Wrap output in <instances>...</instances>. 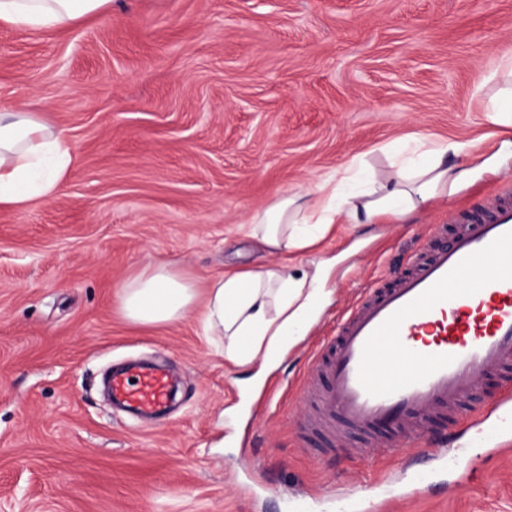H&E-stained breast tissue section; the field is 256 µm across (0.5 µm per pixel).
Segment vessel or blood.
<instances>
[{
  "label": "vessel or blood",
  "mask_w": 512,
  "mask_h": 512,
  "mask_svg": "<svg viewBox=\"0 0 512 512\" xmlns=\"http://www.w3.org/2000/svg\"><path fill=\"white\" fill-rule=\"evenodd\" d=\"M452 221L449 245L369 288L313 352L312 372L295 393L305 407L301 433L339 440L342 425L392 422L393 437L374 448H404L439 415L462 416L492 371L503 384L490 414L512 408V188ZM111 387L113 405L136 416L160 414L171 401L172 384L154 366L130 364Z\"/></svg>",
  "instance_id": "vessel-or-blood-1"
}]
</instances>
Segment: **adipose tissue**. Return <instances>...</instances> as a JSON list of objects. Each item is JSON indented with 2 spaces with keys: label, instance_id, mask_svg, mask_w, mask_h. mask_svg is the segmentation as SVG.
<instances>
[{
  "label": "adipose tissue",
  "instance_id": "ef3b65f1",
  "mask_svg": "<svg viewBox=\"0 0 512 512\" xmlns=\"http://www.w3.org/2000/svg\"><path fill=\"white\" fill-rule=\"evenodd\" d=\"M112 0H0V21L32 29L63 28L101 12ZM461 144H432L418 161L387 175L353 164L249 217V235L280 256L313 244L338 221L412 223L420 204L447 197L471 170L458 163ZM75 159L73 148L40 113L0 106V207L54 197ZM321 275L287 267L227 270L198 287L192 277L159 263L125 281L119 311L130 323L164 326L194 319L228 360L275 363L304 336L321 305Z\"/></svg>",
  "mask_w": 512,
  "mask_h": 512
}]
</instances>
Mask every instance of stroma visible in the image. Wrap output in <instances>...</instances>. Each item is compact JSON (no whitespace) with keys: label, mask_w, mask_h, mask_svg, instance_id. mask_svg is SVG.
Segmentation results:
<instances>
[{"label":"stroma","mask_w":512,"mask_h":512,"mask_svg":"<svg viewBox=\"0 0 512 512\" xmlns=\"http://www.w3.org/2000/svg\"><path fill=\"white\" fill-rule=\"evenodd\" d=\"M512 56V0H112L62 32L0 23V105L25 97L62 130L77 162L58 195L0 210V512H363L379 485L428 484L382 512H512V453L497 433L455 441L447 420L400 456L298 438L300 408H256L238 382L255 365L219 356L190 319L140 327L120 285L159 262L198 284L226 268L276 267L245 218L284 191L405 142L453 139L476 172L413 224H336L296 269L334 260L328 295L260 385L298 384L307 349L335 333L369 285L403 270L429 228L512 183V128L486 107ZM133 358L167 367L180 393L163 418L113 412L101 376ZM464 445L439 470L438 448ZM259 488L241 490L245 460Z\"/></svg>","instance_id":"stroma-1"}]
</instances>
